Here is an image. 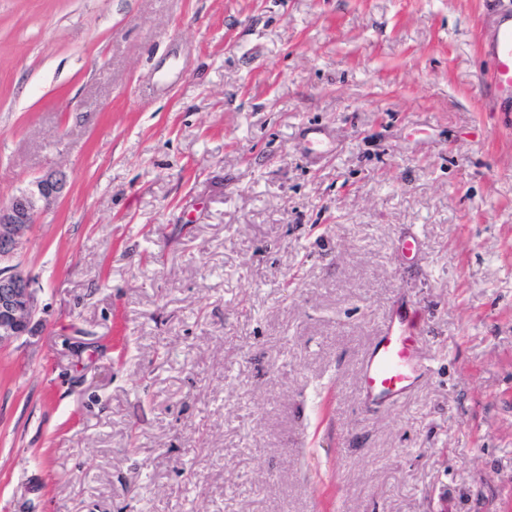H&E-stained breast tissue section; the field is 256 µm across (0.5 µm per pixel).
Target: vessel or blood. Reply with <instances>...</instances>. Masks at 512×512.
<instances>
[{"instance_id":"1","label":"vessel or blood","mask_w":512,"mask_h":512,"mask_svg":"<svg viewBox=\"0 0 512 512\" xmlns=\"http://www.w3.org/2000/svg\"><path fill=\"white\" fill-rule=\"evenodd\" d=\"M480 49L491 64V81L500 108L512 110V8L500 9ZM409 310L398 309L376 336L365 361L361 393L365 404L396 403L429 374Z\"/></svg>"}]
</instances>
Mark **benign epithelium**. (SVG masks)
I'll use <instances>...</instances> for the list:
<instances>
[{
	"label": "benign epithelium",
	"mask_w": 512,
	"mask_h": 512,
	"mask_svg": "<svg viewBox=\"0 0 512 512\" xmlns=\"http://www.w3.org/2000/svg\"><path fill=\"white\" fill-rule=\"evenodd\" d=\"M65 187L63 175L47 172L0 204V263H5L0 266V349L30 332L38 309L30 278L10 261L38 211L55 203Z\"/></svg>",
	"instance_id": "7a95c632"
}]
</instances>
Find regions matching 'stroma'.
Returning <instances> with one entry per match:
<instances>
[{"instance_id": "1", "label": "stroma", "mask_w": 512, "mask_h": 512, "mask_svg": "<svg viewBox=\"0 0 512 512\" xmlns=\"http://www.w3.org/2000/svg\"><path fill=\"white\" fill-rule=\"evenodd\" d=\"M488 0H0V512H512ZM416 234L419 249L398 241ZM418 308L428 377L360 400ZM65 187L63 175L47 172L0 204V265L12 261L30 225L36 223L38 211L55 203ZM37 309L28 275L14 265L0 266V349L30 332Z\"/></svg>"}]
</instances>
